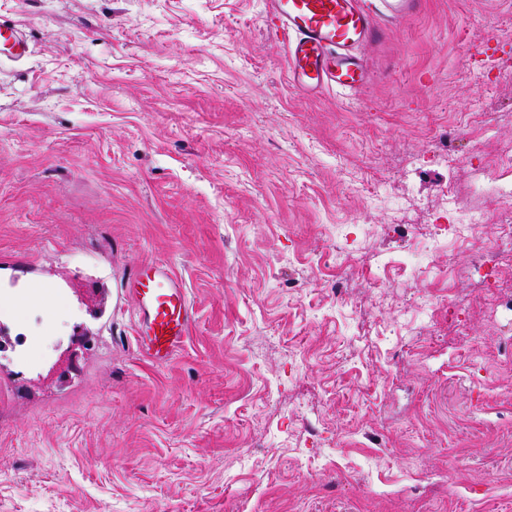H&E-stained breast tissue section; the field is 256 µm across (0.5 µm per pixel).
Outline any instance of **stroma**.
<instances>
[{
  "label": "stroma",
  "mask_w": 512,
  "mask_h": 512,
  "mask_svg": "<svg viewBox=\"0 0 512 512\" xmlns=\"http://www.w3.org/2000/svg\"><path fill=\"white\" fill-rule=\"evenodd\" d=\"M0 512H512V0H424L357 95L261 0H0ZM448 228L434 238L436 225ZM197 312L164 365L117 285ZM28 41L24 30L16 25L0 23V53L12 57L14 61L21 60L27 54Z\"/></svg>",
  "instance_id": "1"
}]
</instances>
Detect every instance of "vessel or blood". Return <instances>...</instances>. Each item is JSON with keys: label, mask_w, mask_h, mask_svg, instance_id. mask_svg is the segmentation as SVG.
Listing matches in <instances>:
<instances>
[{"label": "vessel or blood", "mask_w": 512, "mask_h": 512, "mask_svg": "<svg viewBox=\"0 0 512 512\" xmlns=\"http://www.w3.org/2000/svg\"><path fill=\"white\" fill-rule=\"evenodd\" d=\"M424 0H262L285 50L293 89L362 92L372 80L365 47L385 42L389 25L418 14ZM22 28L0 23V54L21 60ZM121 296L137 318V347L150 362L171 360L192 333L195 312L181 280L166 264L145 262L124 280Z\"/></svg>", "instance_id": "1"}]
</instances>
